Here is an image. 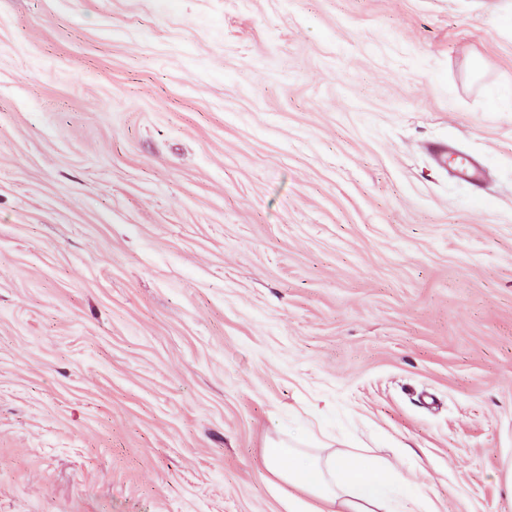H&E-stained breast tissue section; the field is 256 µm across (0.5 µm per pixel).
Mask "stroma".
<instances>
[{
  "instance_id": "1",
  "label": "stroma",
  "mask_w": 512,
  "mask_h": 512,
  "mask_svg": "<svg viewBox=\"0 0 512 512\" xmlns=\"http://www.w3.org/2000/svg\"><path fill=\"white\" fill-rule=\"evenodd\" d=\"M313 435L512 512V0H0V512H287Z\"/></svg>"
}]
</instances>
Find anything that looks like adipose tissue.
Wrapping results in <instances>:
<instances>
[{"label": "adipose tissue", "instance_id": "ef3b65f1", "mask_svg": "<svg viewBox=\"0 0 512 512\" xmlns=\"http://www.w3.org/2000/svg\"><path fill=\"white\" fill-rule=\"evenodd\" d=\"M263 463L293 488L288 512H398V495L408 485L387 464L345 448L322 445L308 462L294 463L285 451L270 447Z\"/></svg>", "mask_w": 512, "mask_h": 512}]
</instances>
